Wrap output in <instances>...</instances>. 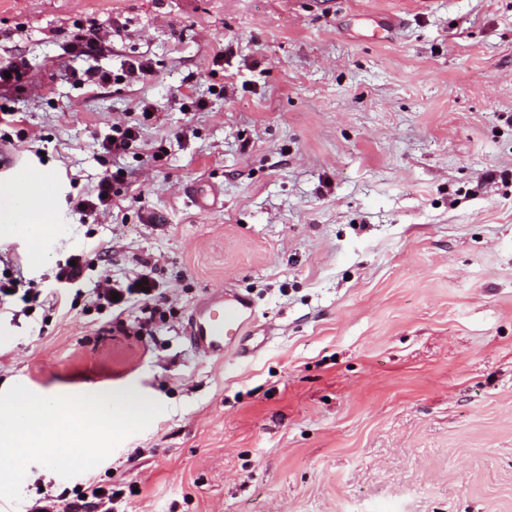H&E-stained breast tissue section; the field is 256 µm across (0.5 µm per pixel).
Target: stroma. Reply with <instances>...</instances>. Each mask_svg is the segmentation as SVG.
<instances>
[{"label":"stroma","instance_id":"stroma-1","mask_svg":"<svg viewBox=\"0 0 512 512\" xmlns=\"http://www.w3.org/2000/svg\"><path fill=\"white\" fill-rule=\"evenodd\" d=\"M112 35L105 89L55 76L76 26ZM145 56L151 80L127 77ZM29 63L0 126L55 186L56 233L0 243L65 309L0 320V393L132 389L165 406L70 479L126 512H512V0H0V59ZM154 103L125 156L103 140ZM113 178L109 212L71 200ZM219 185L208 212L183 192ZM166 297L150 333L92 304L139 259ZM256 304L254 356L188 336L214 289Z\"/></svg>","mask_w":512,"mask_h":512}]
</instances>
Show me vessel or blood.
<instances>
[{
	"label": "vessel or blood",
	"instance_id": "1",
	"mask_svg": "<svg viewBox=\"0 0 512 512\" xmlns=\"http://www.w3.org/2000/svg\"><path fill=\"white\" fill-rule=\"evenodd\" d=\"M187 196L202 211L214 209L219 202L217 190L211 187H188ZM254 321V305L249 298L218 289L193 309L190 334L201 354L221 360L242 354V341Z\"/></svg>",
	"mask_w": 512,
	"mask_h": 512
}]
</instances>
